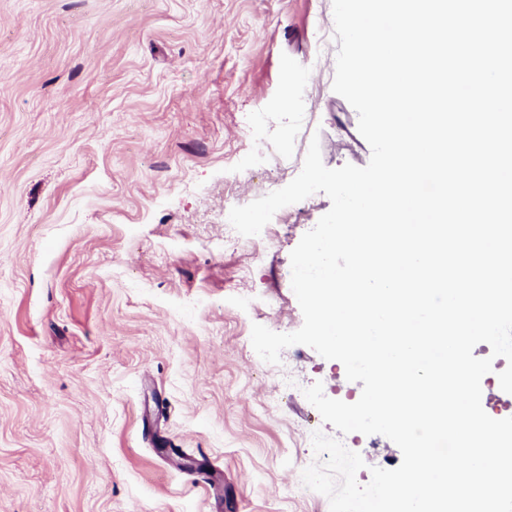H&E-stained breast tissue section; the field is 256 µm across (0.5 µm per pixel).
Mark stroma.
<instances>
[{
  "instance_id": "35a3bbf8",
  "label": "stroma",
  "mask_w": 512,
  "mask_h": 512,
  "mask_svg": "<svg viewBox=\"0 0 512 512\" xmlns=\"http://www.w3.org/2000/svg\"><path fill=\"white\" fill-rule=\"evenodd\" d=\"M333 26L332 0H0V512H330L293 484L307 434L341 433L279 377L362 385L305 345L260 362L251 330L301 328L282 274L331 201L255 252L221 216L264 189L240 170L263 145L284 185L314 138L327 168L369 162L316 65ZM352 449L363 485L402 461Z\"/></svg>"
}]
</instances>
